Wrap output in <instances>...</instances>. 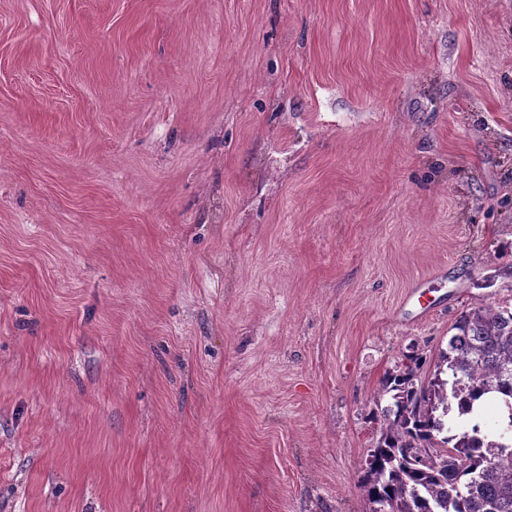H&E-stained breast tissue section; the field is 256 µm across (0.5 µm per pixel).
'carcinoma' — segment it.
I'll use <instances>...</instances> for the list:
<instances>
[{"instance_id":"carcinoma-1","label":"carcinoma","mask_w":512,"mask_h":512,"mask_svg":"<svg viewBox=\"0 0 512 512\" xmlns=\"http://www.w3.org/2000/svg\"><path fill=\"white\" fill-rule=\"evenodd\" d=\"M428 386L412 354L383 384L380 438L360 488L371 512H512V305L460 316ZM493 395L506 411L489 433L473 414Z\"/></svg>"}]
</instances>
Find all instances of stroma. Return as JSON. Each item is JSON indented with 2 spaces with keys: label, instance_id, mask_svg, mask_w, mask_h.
<instances>
[{
  "label": "stroma",
  "instance_id": "stroma-1",
  "mask_svg": "<svg viewBox=\"0 0 512 512\" xmlns=\"http://www.w3.org/2000/svg\"><path fill=\"white\" fill-rule=\"evenodd\" d=\"M511 263L512 0H0V512H369Z\"/></svg>",
  "mask_w": 512,
  "mask_h": 512
}]
</instances>
